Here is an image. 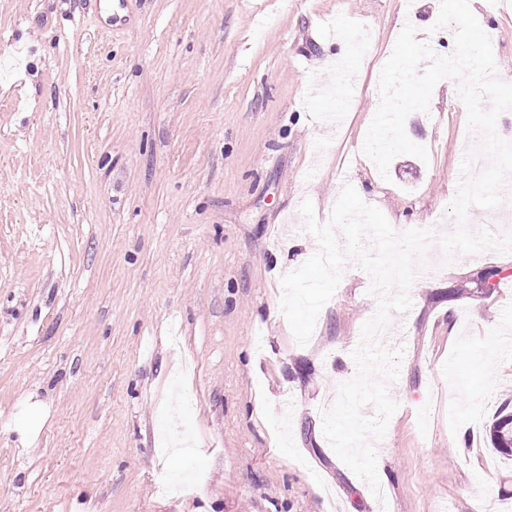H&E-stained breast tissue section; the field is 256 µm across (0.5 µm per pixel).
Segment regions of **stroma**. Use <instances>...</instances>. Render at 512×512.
Returning a JSON list of instances; mask_svg holds the SVG:
<instances>
[{
	"label": "stroma",
	"instance_id": "obj_1",
	"mask_svg": "<svg viewBox=\"0 0 512 512\" xmlns=\"http://www.w3.org/2000/svg\"><path fill=\"white\" fill-rule=\"evenodd\" d=\"M512 83V6L474 0ZM439 0H0V512H512L486 428L512 399V263L431 245L374 447L381 495L322 412L356 374L377 301L348 260L307 345L280 280L342 184L395 223L449 212L469 130L456 82L405 122L428 161L361 152L378 59L405 25L434 51ZM370 41L313 71L340 38ZM343 110V125L321 115ZM496 273V288L478 276ZM267 412L253 413L256 399Z\"/></svg>",
	"mask_w": 512,
	"mask_h": 512
}]
</instances>
